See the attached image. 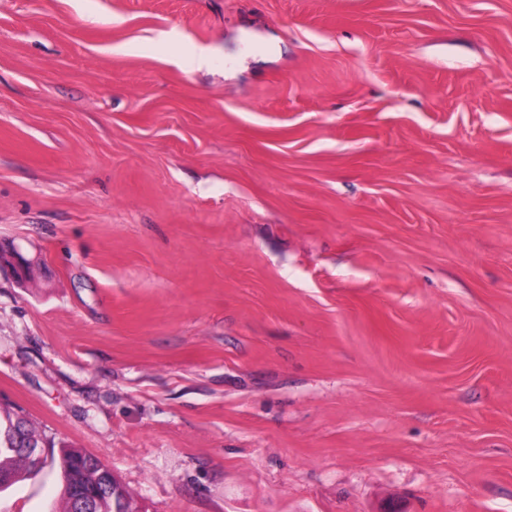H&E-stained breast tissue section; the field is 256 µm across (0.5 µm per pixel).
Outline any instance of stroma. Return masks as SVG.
Wrapping results in <instances>:
<instances>
[{"instance_id":"35a3bbf8","label":"stroma","mask_w":512,"mask_h":512,"mask_svg":"<svg viewBox=\"0 0 512 512\" xmlns=\"http://www.w3.org/2000/svg\"><path fill=\"white\" fill-rule=\"evenodd\" d=\"M11 243L0 512H512V0H0ZM27 418L21 414L14 416L13 424L16 427L20 426ZM30 437L38 442L39 435L32 428L29 420ZM34 441H24L25 452L29 458L38 465L43 463L45 456L42 449V443H35ZM16 439L9 428L6 427L5 422L2 420L0 425V488L10 486L16 483L24 471H34L42 467H36L24 454V452L16 447ZM65 459H78L82 462L81 470L78 475L80 479H85L86 482H92L94 477L101 471L103 464L93 455H86L78 450H71L64 453ZM64 458L60 461L64 467H68L64 463ZM102 470L99 475L97 482L93 486H89V489L85 487H79L77 490L78 507L83 511L93 510V505L98 502L101 498L112 499L113 509L115 512H133L134 509L128 506V501L124 491L117 487L112 481V475Z\"/></svg>"}]
</instances>
